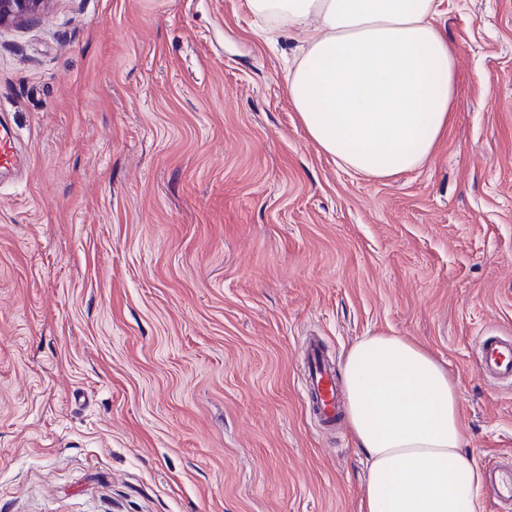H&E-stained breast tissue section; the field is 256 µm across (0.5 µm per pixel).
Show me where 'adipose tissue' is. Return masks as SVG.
<instances>
[{
	"label": "adipose tissue",
	"instance_id": "obj_1",
	"mask_svg": "<svg viewBox=\"0 0 512 512\" xmlns=\"http://www.w3.org/2000/svg\"><path fill=\"white\" fill-rule=\"evenodd\" d=\"M445 0H248L301 32L291 102L338 165L382 179L415 170L446 133L456 95ZM346 421L367 457L362 512H482V471L464 451L456 384L402 337L365 336L344 359Z\"/></svg>",
	"mask_w": 512,
	"mask_h": 512
}]
</instances>
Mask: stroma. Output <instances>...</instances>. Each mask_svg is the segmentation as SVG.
<instances>
[{"label": "stroma", "mask_w": 512, "mask_h": 512, "mask_svg": "<svg viewBox=\"0 0 512 512\" xmlns=\"http://www.w3.org/2000/svg\"><path fill=\"white\" fill-rule=\"evenodd\" d=\"M446 135L386 179L311 141L298 33L247 0H50L0 28V512H359L365 456L309 412L300 345L375 333L456 382L512 466V0H449ZM479 373L494 382L512 385V336L484 334L475 344Z\"/></svg>", "instance_id": "obj_1"}]
</instances>
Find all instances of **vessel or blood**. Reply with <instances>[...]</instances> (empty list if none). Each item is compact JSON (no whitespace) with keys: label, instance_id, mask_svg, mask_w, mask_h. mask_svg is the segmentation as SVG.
<instances>
[{"label":"vessel or blood","instance_id":"b4317fda","mask_svg":"<svg viewBox=\"0 0 512 512\" xmlns=\"http://www.w3.org/2000/svg\"><path fill=\"white\" fill-rule=\"evenodd\" d=\"M301 354L307 364L305 388L311 412L321 426L337 427L340 411L334 367L317 340H306L301 347ZM475 354L477 369L483 377L512 385V336H480L475 344ZM487 485L501 503L512 507V468L490 469Z\"/></svg>","mask_w":512,"mask_h":512}]
</instances>
